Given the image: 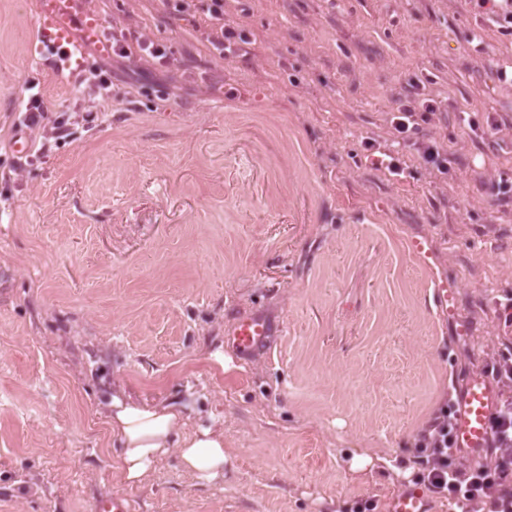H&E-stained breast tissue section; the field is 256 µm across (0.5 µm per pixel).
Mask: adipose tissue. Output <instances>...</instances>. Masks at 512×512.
<instances>
[{"label": "adipose tissue", "mask_w": 512, "mask_h": 512, "mask_svg": "<svg viewBox=\"0 0 512 512\" xmlns=\"http://www.w3.org/2000/svg\"><path fill=\"white\" fill-rule=\"evenodd\" d=\"M183 420V408L178 404L151 405L113 397L108 422L117 450L114 471L119 483L142 485L155 464L173 451L183 467L199 479L222 480L226 465L233 460L223 434L202 428L193 435L179 436Z\"/></svg>", "instance_id": "obj_1"}]
</instances>
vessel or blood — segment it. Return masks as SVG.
Listing matches in <instances>:
<instances>
[{"label":"vessel or blood","mask_w":512,"mask_h":512,"mask_svg":"<svg viewBox=\"0 0 512 512\" xmlns=\"http://www.w3.org/2000/svg\"><path fill=\"white\" fill-rule=\"evenodd\" d=\"M74 0H37V10L46 19L53 33L48 42L56 56L59 70L70 67L72 55L81 47L74 42L68 28ZM272 333L270 322L255 315L239 321L232 329L227 342L235 350L249 353L264 346ZM498 397V384L489 374L470 377L456 392V422L453 445L470 458H477L490 439V420ZM391 512H426L422 493L416 488H406L393 500Z\"/></svg>","instance_id":"b4317fda"}]
</instances>
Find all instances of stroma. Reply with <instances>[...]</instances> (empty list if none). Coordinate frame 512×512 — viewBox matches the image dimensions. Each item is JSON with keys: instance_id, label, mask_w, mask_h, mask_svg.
I'll use <instances>...</instances> for the list:
<instances>
[{"instance_id": "35a3bbf8", "label": "stroma", "mask_w": 512, "mask_h": 512, "mask_svg": "<svg viewBox=\"0 0 512 512\" xmlns=\"http://www.w3.org/2000/svg\"><path fill=\"white\" fill-rule=\"evenodd\" d=\"M169 60H113L124 99L29 159L9 144L29 85L50 116L75 86L43 62L36 0H0V512H389L420 432L512 332V35L472 0H224L248 43L224 58L200 13L159 0H76ZM432 99L424 137L446 173L399 145L398 99ZM499 121L489 130L488 118ZM374 151H367L366 141ZM406 165L395 177L375 155ZM423 251H416L415 243ZM280 327L254 352L243 316ZM186 407L234 460L208 484L176 455L135 488L109 454V403ZM271 333L270 322L261 315H255L239 321L227 338V343L239 352L249 353L264 346Z\"/></svg>"}]
</instances>
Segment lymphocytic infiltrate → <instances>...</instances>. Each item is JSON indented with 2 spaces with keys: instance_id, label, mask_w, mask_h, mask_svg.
I'll list each match as a JSON object with an SVG mask.
<instances>
[{
  "instance_id": "lymphocytic-infiltrate-1",
  "label": "lymphocytic infiltrate",
  "mask_w": 512,
  "mask_h": 512,
  "mask_svg": "<svg viewBox=\"0 0 512 512\" xmlns=\"http://www.w3.org/2000/svg\"><path fill=\"white\" fill-rule=\"evenodd\" d=\"M174 12L189 13L203 10L210 24L206 39L219 55L235 53L241 32L224 22V0H161ZM92 101L87 111L82 112L85 121L94 120L97 113L111 111L112 81L108 71L91 66L81 73ZM435 108L429 100L415 103L398 101L390 114V126L395 138L413 142L420 158L436 169L445 172L449 158L446 150L436 142L415 139L420 123L430 121ZM16 127L26 129L34 144L48 149L51 142L66 137L69 119L65 116L49 117L43 106L42 93L31 94L17 109ZM494 376L502 390L491 420V436L486 448L487 459L482 467H462L458 464L460 452L453 446L452 433L456 410L446 404L434 415L422 431L417 443L415 463L417 471L414 483L423 485L437 497L459 506L473 503L483 504L485 512H512V343L504 342L496 356L486 368Z\"/></svg>"
}]
</instances>
